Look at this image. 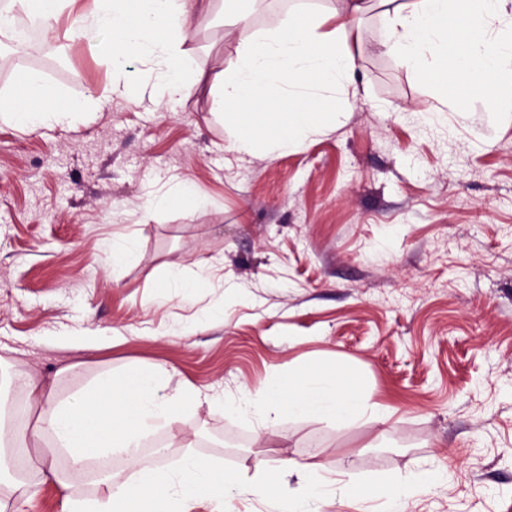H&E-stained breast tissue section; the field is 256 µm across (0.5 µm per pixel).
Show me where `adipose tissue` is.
<instances>
[{"mask_svg": "<svg viewBox=\"0 0 512 512\" xmlns=\"http://www.w3.org/2000/svg\"><path fill=\"white\" fill-rule=\"evenodd\" d=\"M25 10L43 18L68 15L74 36L103 50L115 71L137 59L159 69L162 95L181 98L187 81L203 72L186 41L206 14L234 11L237 0H21ZM343 11L301 13L284 18L279 27L254 34L236 54L229 73L210 88L212 109L224 118L232 147L252 153L262 146L282 154L302 141L335 129L330 112L338 91L352 82L357 62L348 39L360 29L366 13L381 12L385 53L419 68L433 84L441 103L459 102L460 90L486 94L496 109L512 108V89L501 79L512 74V0H345ZM53 89L33 75L14 93L0 96V123L33 133L51 125H68L72 109L53 105ZM283 100L297 108L287 121L275 108ZM171 376L163 364L134 368L117 376L105 374L67 398L57 397L30 370L16 369L10 385L39 411L31 432L15 431L0 408V464L26 438H50L34 468L20 476L0 498V512H22L36 487H56L62 512H224L228 491L263 498L280 487L281 472L306 483L288 512H316L329 494L331 480L323 462L286 461L282 468L263 469L252 481L240 482L212 461L184 456L177 465L143 468L135 453L148 423L167 429L186 410L205 400L192 388L167 393ZM243 413L266 426L282 414L323 417L339 428L383 421L384 407L371 401L349 371L330 374L311 369L289 376L272 389L247 394ZM64 455L68 471H59L56 455ZM127 460L136 474L125 477L108 467L114 458ZM101 475L103 490L92 499L74 497L71 479Z\"/></svg>", "mask_w": 512, "mask_h": 512, "instance_id": "1", "label": "adipose tissue"}]
</instances>
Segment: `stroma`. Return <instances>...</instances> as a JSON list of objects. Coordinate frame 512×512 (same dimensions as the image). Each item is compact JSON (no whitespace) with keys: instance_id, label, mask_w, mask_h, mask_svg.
I'll use <instances>...</instances> for the list:
<instances>
[{"instance_id":"35a3bbf8","label":"stroma","mask_w":512,"mask_h":512,"mask_svg":"<svg viewBox=\"0 0 512 512\" xmlns=\"http://www.w3.org/2000/svg\"><path fill=\"white\" fill-rule=\"evenodd\" d=\"M343 6L242 0L241 21L206 16L188 42L203 79L174 104L138 61L113 74L64 17L0 62V91L33 73L84 115L31 134L0 124V368L67 395L164 363L170 388L226 400L291 370L349 368L387 421L267 429L215 403L142 463L189 448L244 481L259 463L315 454L342 471L321 512H385L390 479L442 469L408 512H512V110L476 95L438 111L436 89L378 49L373 11L349 41L355 91L337 95L335 130L241 155L211 118L207 89L253 34ZM46 52L63 65L39 64ZM130 231L139 249L113 269L105 244ZM214 260L222 285L165 297L168 271ZM362 480L376 496L359 494Z\"/></svg>"}]
</instances>
